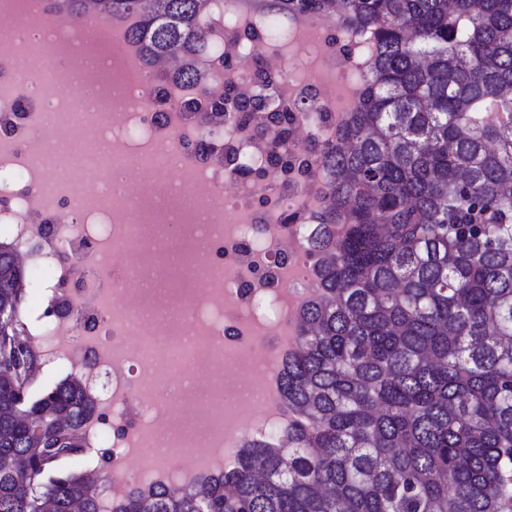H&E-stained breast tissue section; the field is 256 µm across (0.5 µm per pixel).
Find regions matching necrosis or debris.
I'll return each instance as SVG.
<instances>
[{
    "label": "necrosis or debris",
    "mask_w": 512,
    "mask_h": 512,
    "mask_svg": "<svg viewBox=\"0 0 512 512\" xmlns=\"http://www.w3.org/2000/svg\"><path fill=\"white\" fill-rule=\"evenodd\" d=\"M327 28L318 17L293 26L213 0L200 82L144 67L133 82L135 47L54 33L45 0H0V193L26 186L0 208V238L29 272L69 284L29 340L66 360L119 426L107 438L94 417L82 431L88 447L116 450L104 506L218 475L246 437L284 432L279 359L316 286L310 222L321 195L317 180L286 175L272 152L310 161L315 144L336 139L370 54L367 33L333 41ZM76 82L90 111L65 109L64 88ZM225 89L271 110L287 100L305 107L283 139L229 105L220 122L179 108ZM98 136L122 163L87 155L74 194L53 143ZM256 166L266 170L259 183L249 177ZM234 384L243 396L224 402ZM146 387L167 396L141 398Z\"/></svg>",
    "instance_id": "necrosis-or-debris-1"
}]
</instances>
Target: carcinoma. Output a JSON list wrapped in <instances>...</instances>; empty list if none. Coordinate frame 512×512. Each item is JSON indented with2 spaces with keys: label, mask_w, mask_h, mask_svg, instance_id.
<instances>
[{
  "label": "carcinoma",
  "mask_w": 512,
  "mask_h": 512,
  "mask_svg": "<svg viewBox=\"0 0 512 512\" xmlns=\"http://www.w3.org/2000/svg\"><path fill=\"white\" fill-rule=\"evenodd\" d=\"M124 27L143 63L194 82L212 0H50ZM371 32L313 240L319 288L279 377L288 437L247 438L234 468L112 512H512V0H247ZM223 97L192 100L207 112ZM28 276L0 264V512H103L84 455L92 402L66 378L38 397ZM25 393L19 400L18 391Z\"/></svg>",
  "instance_id": "obj_1"
}]
</instances>
